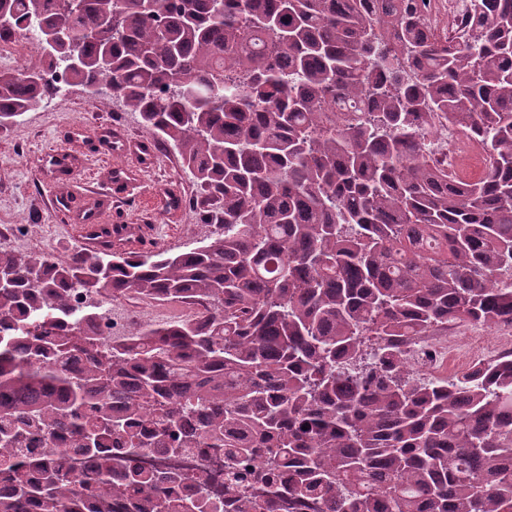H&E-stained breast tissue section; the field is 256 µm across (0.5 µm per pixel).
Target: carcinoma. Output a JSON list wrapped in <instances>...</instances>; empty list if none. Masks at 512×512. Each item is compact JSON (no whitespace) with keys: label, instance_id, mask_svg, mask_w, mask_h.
Wrapping results in <instances>:
<instances>
[{"label":"carcinoma","instance_id":"obj_1","mask_svg":"<svg viewBox=\"0 0 512 512\" xmlns=\"http://www.w3.org/2000/svg\"><path fill=\"white\" fill-rule=\"evenodd\" d=\"M0 0L36 60L0 133L112 83L219 232L181 253L0 250V512H512V352L419 378L408 348L512 322V0L454 44L416 0ZM69 30L50 48L46 31ZM486 175L426 156L435 119ZM202 307L104 347L71 294ZM61 435L86 459L77 475ZM224 450V497L139 453Z\"/></svg>","mask_w":512,"mask_h":512}]
</instances>
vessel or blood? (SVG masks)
Listing matches in <instances>:
<instances>
[{"label":"vessel or blood","instance_id":"b4317fda","mask_svg":"<svg viewBox=\"0 0 512 512\" xmlns=\"http://www.w3.org/2000/svg\"><path fill=\"white\" fill-rule=\"evenodd\" d=\"M86 136V130H75L70 147L49 152L44 156L45 167L62 179L77 181L81 176L83 164L76 154V146L83 143ZM95 136L100 140L103 149L114 158L110 178L116 189H127L136 176L149 170L156 163V153L148 141L128 139L120 133L105 130L96 131ZM76 216L82 222L86 245L95 246V231L105 227L108 221L104 203L99 200L93 201L79 208Z\"/></svg>","mask_w":512,"mask_h":512}]
</instances>
